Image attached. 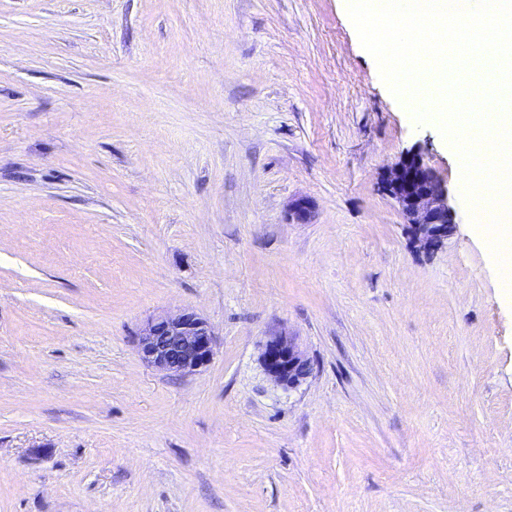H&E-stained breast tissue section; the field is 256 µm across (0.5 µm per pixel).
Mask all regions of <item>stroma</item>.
Masks as SVG:
<instances>
[{
    "label": "stroma",
    "instance_id": "35a3bbf8",
    "mask_svg": "<svg viewBox=\"0 0 512 512\" xmlns=\"http://www.w3.org/2000/svg\"><path fill=\"white\" fill-rule=\"evenodd\" d=\"M413 147L431 254L383 189ZM183 309L189 377L135 341ZM0 512H512V302L342 0H0ZM384 188L404 215L419 249L434 251L453 235L457 214L448 186L425 165L419 149L406 150L387 170ZM143 361L163 372L191 376L214 356V333L193 312L181 311L149 319L139 330ZM260 363L276 385L293 388L310 375V362L292 336H272L263 345Z\"/></svg>",
    "mask_w": 512,
    "mask_h": 512
}]
</instances>
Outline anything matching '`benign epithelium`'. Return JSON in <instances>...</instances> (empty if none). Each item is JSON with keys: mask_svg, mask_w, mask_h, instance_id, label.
<instances>
[{"mask_svg": "<svg viewBox=\"0 0 512 512\" xmlns=\"http://www.w3.org/2000/svg\"><path fill=\"white\" fill-rule=\"evenodd\" d=\"M384 188L397 203L419 249L431 252L454 233L457 214L448 186L423 162L419 149L404 152L386 172ZM143 361L163 372L191 376L214 356V333L193 312L149 319L138 332ZM260 363L275 384L293 388L310 375V362L291 336H273L263 345Z\"/></svg>", "mask_w": 512, "mask_h": 512, "instance_id": "7a95c632", "label": "benign epithelium"}]
</instances>
